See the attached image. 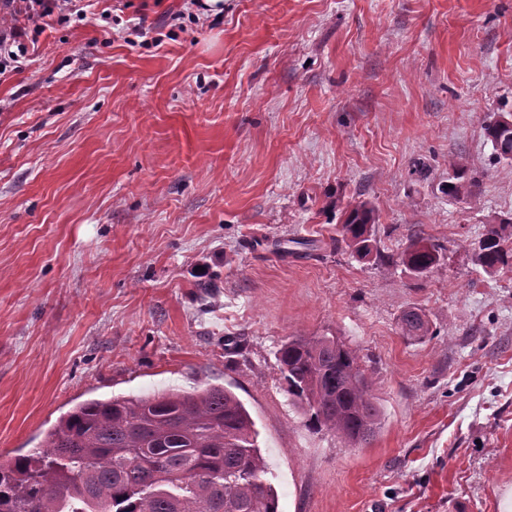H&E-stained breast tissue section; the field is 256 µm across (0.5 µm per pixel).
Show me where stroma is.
I'll return each instance as SVG.
<instances>
[{"label": "stroma", "instance_id": "1", "mask_svg": "<svg viewBox=\"0 0 512 512\" xmlns=\"http://www.w3.org/2000/svg\"><path fill=\"white\" fill-rule=\"evenodd\" d=\"M37 45L0 78V458L85 400L220 386L279 512H504L512 269L472 244L512 213L484 133L512 112V0H99ZM361 201L366 260L336 241ZM413 238L440 247L423 278L394 263ZM293 336L358 350L369 444L291 403ZM401 329L404 336L417 341L432 336L430 324L424 317L415 311H406L401 316Z\"/></svg>", "mask_w": 512, "mask_h": 512}]
</instances>
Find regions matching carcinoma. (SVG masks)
<instances>
[{
	"label": "carcinoma",
	"instance_id": "carcinoma-1",
	"mask_svg": "<svg viewBox=\"0 0 512 512\" xmlns=\"http://www.w3.org/2000/svg\"><path fill=\"white\" fill-rule=\"evenodd\" d=\"M484 131L497 159L512 163V128L497 119ZM454 179L447 194L469 195L466 169ZM374 223L375 209L362 201L340 225L341 242L360 259L373 251ZM474 256L486 272L512 268V214L488 226ZM439 260L437 246L412 240L396 264L423 277ZM401 329L417 341L433 335L412 310ZM278 361L312 427L354 446L373 439L382 412L356 350L329 336H296ZM267 473L249 412L224 388L92 399L63 416L43 447L0 461V512H278Z\"/></svg>",
	"mask_w": 512,
	"mask_h": 512
}]
</instances>
